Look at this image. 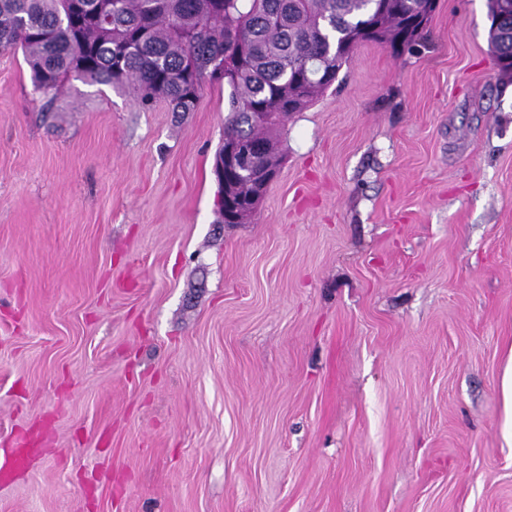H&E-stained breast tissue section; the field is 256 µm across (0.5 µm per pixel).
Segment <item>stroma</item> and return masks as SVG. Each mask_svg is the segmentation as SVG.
Returning a JSON list of instances; mask_svg holds the SVG:
<instances>
[{
  "label": "stroma",
  "instance_id": "obj_1",
  "mask_svg": "<svg viewBox=\"0 0 512 512\" xmlns=\"http://www.w3.org/2000/svg\"><path fill=\"white\" fill-rule=\"evenodd\" d=\"M487 0L358 46L223 223L229 89L0 50V512H512V75Z\"/></svg>",
  "mask_w": 512,
  "mask_h": 512
}]
</instances>
